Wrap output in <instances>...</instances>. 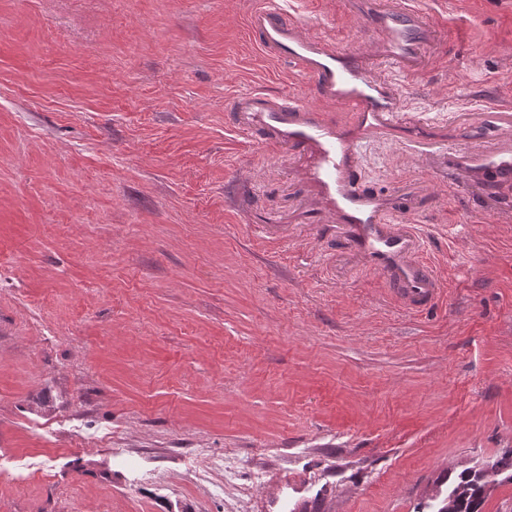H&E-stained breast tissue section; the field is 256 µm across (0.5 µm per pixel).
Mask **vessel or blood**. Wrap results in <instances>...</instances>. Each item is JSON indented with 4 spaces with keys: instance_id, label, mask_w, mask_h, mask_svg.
<instances>
[{
    "instance_id": "vessel-or-blood-1",
    "label": "vessel or blood",
    "mask_w": 512,
    "mask_h": 512,
    "mask_svg": "<svg viewBox=\"0 0 512 512\" xmlns=\"http://www.w3.org/2000/svg\"><path fill=\"white\" fill-rule=\"evenodd\" d=\"M353 23L372 24L374 34L362 46L342 49L335 36L310 34L287 18L273 0H258L245 16L251 43L262 57L288 66L307 79L317 97L308 103L296 93L273 96L251 90L231 103L236 130L256 137L263 147L290 153L299 180L308 189L307 213L321 237L338 240L336 256L345 267L380 277L409 313L436 304L445 288L428 255L418 225L408 222L412 188L381 192L365 187L359 171L364 148L384 136L411 147L417 167L429 168L427 118L404 109L393 73L415 75L425 68L424 45L430 21L411 0H350ZM345 109L350 118L328 120L321 103ZM494 140L484 145L483 160L470 167L469 152L448 156V181L460 170L495 190L512 189V98L489 109Z\"/></svg>"
}]
</instances>
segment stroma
Here are the masks:
<instances>
[{
  "label": "stroma",
  "instance_id": "obj_1",
  "mask_svg": "<svg viewBox=\"0 0 512 512\" xmlns=\"http://www.w3.org/2000/svg\"><path fill=\"white\" fill-rule=\"evenodd\" d=\"M252 0H0V512H425L512 450V221L382 140L445 263L432 309L325 279L288 159L231 128L258 88L313 100L250 44ZM344 48L347 0H285ZM447 24L409 111L512 94V0ZM252 168L249 213L225 197Z\"/></svg>",
  "mask_w": 512,
  "mask_h": 512
}]
</instances>
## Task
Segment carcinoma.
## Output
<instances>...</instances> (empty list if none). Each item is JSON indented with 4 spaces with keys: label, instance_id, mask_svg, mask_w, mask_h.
I'll use <instances>...</instances> for the list:
<instances>
[{
    "label": "carcinoma",
    "instance_id": "1",
    "mask_svg": "<svg viewBox=\"0 0 512 512\" xmlns=\"http://www.w3.org/2000/svg\"><path fill=\"white\" fill-rule=\"evenodd\" d=\"M500 475L512 482V451L496 459L490 470L471 467L458 473L437 512H482L488 486Z\"/></svg>",
    "mask_w": 512,
    "mask_h": 512
}]
</instances>
